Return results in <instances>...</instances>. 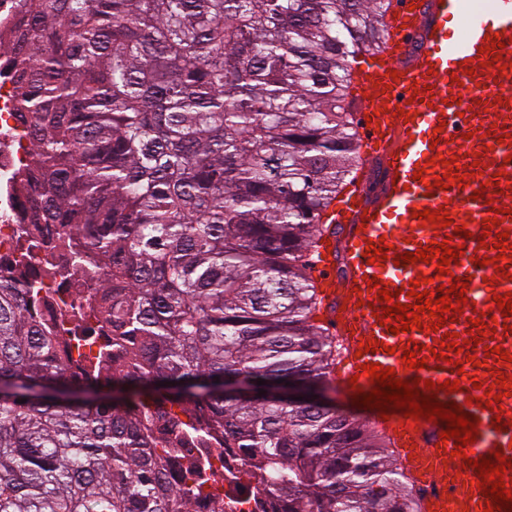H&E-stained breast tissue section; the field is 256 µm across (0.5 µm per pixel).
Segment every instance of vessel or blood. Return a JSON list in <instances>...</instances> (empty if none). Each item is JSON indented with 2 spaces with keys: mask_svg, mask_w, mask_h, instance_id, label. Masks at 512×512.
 <instances>
[{
  "mask_svg": "<svg viewBox=\"0 0 512 512\" xmlns=\"http://www.w3.org/2000/svg\"><path fill=\"white\" fill-rule=\"evenodd\" d=\"M398 28L387 49L370 65L356 103L372 124L362 144L376 160V187L341 202L336 211L339 234L335 249L323 251L322 310L336 323L341 347L339 377L369 384L364 365L393 368L397 378L428 379L436 385V402H453L474 420L477 434L463 456L455 439H442L447 424L402 415L383 427L391 436L403 471L423 494L422 512H483L481 490L472 483L473 461L502 453L511 464L512 396L487 409L486 389L498 377H512V315H503L496 296L512 293V0H395ZM498 36L500 64L485 50L489 36ZM457 167L465 183L448 179ZM422 170L414 179V170ZM447 187H439V180ZM483 190L474 198L475 190ZM447 210L452 223L439 226L419 218V211ZM497 223L486 226L488 217ZM509 248L498 253L499 234ZM449 241L458 256L447 275L437 273V258L401 263L406 253ZM385 248V259L368 261L366 249ZM498 265H491V258ZM427 278V291L451 287L467 278L466 305L444 328L392 332L395 317H375L381 309L380 289L397 292L410 303L411 283ZM483 326L480 345L468 344L474 322ZM458 334L467 346L433 358L446 335ZM378 341L376 352L359 346ZM415 345L424 368L405 366L403 348ZM459 388L445 390V381ZM481 389H474V382Z\"/></svg>",
  "mask_w": 512,
  "mask_h": 512,
  "instance_id": "1",
  "label": "vessel or blood"
}]
</instances>
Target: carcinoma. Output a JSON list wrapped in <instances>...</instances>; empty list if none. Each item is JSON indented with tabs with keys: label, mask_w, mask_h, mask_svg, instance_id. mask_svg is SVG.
Wrapping results in <instances>:
<instances>
[{
	"label": "carcinoma",
	"mask_w": 512,
	"mask_h": 512,
	"mask_svg": "<svg viewBox=\"0 0 512 512\" xmlns=\"http://www.w3.org/2000/svg\"><path fill=\"white\" fill-rule=\"evenodd\" d=\"M392 0H17L0 69L31 125V224L107 270L86 296L112 333L109 387L67 376L48 300L0 279V512H197L222 443L270 512H417L392 440L332 407L224 383H328L334 338L304 257L354 186L359 54ZM178 404L174 432L139 408Z\"/></svg>",
	"instance_id": "cac0c4a2"
}]
</instances>
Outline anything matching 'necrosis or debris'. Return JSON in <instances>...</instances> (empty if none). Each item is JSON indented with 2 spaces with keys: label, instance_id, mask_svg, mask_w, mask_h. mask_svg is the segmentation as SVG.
Masks as SVG:
<instances>
[{
  "label": "necrosis or debris",
  "instance_id": "necrosis-or-debris-1",
  "mask_svg": "<svg viewBox=\"0 0 512 512\" xmlns=\"http://www.w3.org/2000/svg\"><path fill=\"white\" fill-rule=\"evenodd\" d=\"M30 159L29 130L18 119L9 85L0 83V278L15 281L21 288L43 289L50 295L53 306L44 316L53 326L60 356L69 367L87 365L112 343L111 337L98 336L93 344L81 345L72 333L71 310L81 304L92 285L91 279L73 266L71 251L55 246L54 236L49 232L40 234V247L27 258L31 274L20 275L13 260L12 246L25 229L23 217L31 207V198L13 191L12 177Z\"/></svg>",
  "mask_w": 512,
  "mask_h": 512
}]
</instances>
